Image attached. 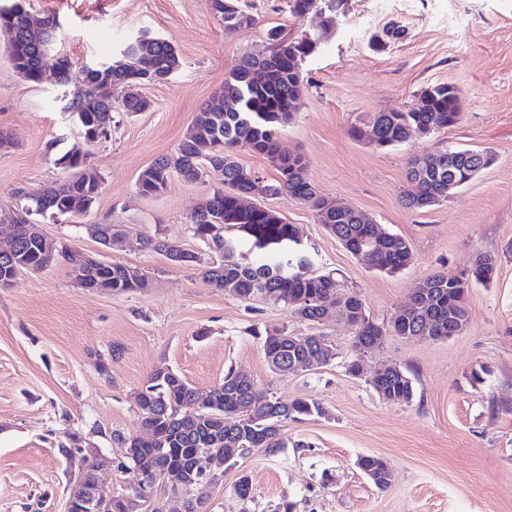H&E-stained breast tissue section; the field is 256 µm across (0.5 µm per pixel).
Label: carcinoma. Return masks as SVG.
Segmentation results:
<instances>
[{
	"label": "carcinoma",
	"mask_w": 512,
	"mask_h": 512,
	"mask_svg": "<svg viewBox=\"0 0 512 512\" xmlns=\"http://www.w3.org/2000/svg\"><path fill=\"white\" fill-rule=\"evenodd\" d=\"M330 0H286L288 13L302 19L315 11L323 27L336 25V10ZM214 15L231 33L254 25L255 18L241 0H210ZM58 20L39 18L25 6V0H10L0 6V34L13 66L33 84H39L50 66L58 81H68L70 58L53 50ZM321 39L302 35L292 37L280 28L267 32L266 45L244 56L225 77L212 101L197 112L174 152L156 159L143 169L137 180L139 193L158 196L177 176L187 182H216L212 191L194 209L190 224L193 236L209 249L222 255V262L203 267V278L223 288L243 302L258 296L269 298L310 325L319 324L325 315L324 302L342 288L332 272L314 269L315 257L302 244L295 225L277 212L258 205L242 207L238 197L253 189L251 171L244 168L236 154L242 149L263 156L274 167L277 177L264 182L269 196L284 192L295 199L312 203L318 222L343 247L367 268L386 274L405 269L413 260L408 243L368 221L358 210L338 212L327 209L325 199L317 196L307 176L309 162L301 154L282 157L280 133L293 117L297 101L305 92L304 67L320 49ZM181 68V58L173 41L160 35L149 42L132 38L111 55L100 59L85 71V85L71 94L66 109L74 118L83 145H74L56 160L69 174L62 182L36 193L19 196L25 221L46 214L74 219L86 215L95 203L104 176L91 163L86 145L108 142L112 128L107 126L115 107L128 114L147 112L152 102L142 94L147 84L169 80ZM266 72V80H252L254 71ZM121 90L120 98L115 91ZM453 90L446 84L424 89L408 108L380 112L369 129L352 127L357 139H367L379 148L395 147L416 137L428 136L458 123ZM493 162V156L471 149L444 148L435 153L412 157L407 181L418 188L404 197V205L419 210L448 200L449 186L459 190ZM249 245L259 261L250 264L237 256L240 243ZM145 247L163 254L175 253L180 262H200V258L181 246L161 238H149ZM21 257L35 268L47 260L67 258L66 248L54 242L52 257H46L45 243L38 237L19 236L0 241V278L16 275L12 258ZM501 257L479 256L472 269L453 279L446 273H434L419 281L412 301L417 307L404 318L390 323L385 330L366 313L360 294L344 293L356 323L353 335L366 343L388 333L417 336L430 325L438 336L459 334L468 323V295L473 284L490 283ZM104 286L113 292H130L149 286L146 275L129 273L126 266L110 264L96 270ZM260 340L271 370L279 375L297 371L294 364L324 345V336L311 333L304 343L295 344L285 326L252 329ZM373 390L393 403H410L415 388L412 379L399 366L391 365L370 381ZM199 394L194 386L169 367L156 369L137 391L140 431L154 436L148 444L136 437H124L127 462L118 465L127 474L126 486L112 495L109 512H126L125 498L142 491L185 492L192 512H206L207 490L216 483L201 479L192 486L182 479L189 460L197 452L222 453L228 448H262L273 455L286 447L282 423L291 419L324 414L316 401L295 399L278 401L255 383H243L230 370L224 382L208 391L206 402L194 418L181 415Z\"/></svg>",
	"instance_id": "carcinoma-1"
}]
</instances>
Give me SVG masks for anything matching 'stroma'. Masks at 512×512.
<instances>
[{
  "label": "stroma",
  "instance_id": "obj_1",
  "mask_svg": "<svg viewBox=\"0 0 512 512\" xmlns=\"http://www.w3.org/2000/svg\"><path fill=\"white\" fill-rule=\"evenodd\" d=\"M243 2L256 23L228 34L209 0H27L30 12L61 23L54 49L72 61L64 85L51 75L27 82L0 46V129L16 140L0 151V225L10 221L15 191L64 180L55 161L77 128L61 97L81 88L87 63L141 29L172 39L182 60L171 80L144 86L150 111L114 112L111 141L91 147L105 182L83 224L38 220L68 252L141 269L148 288H80L64 259L0 286V512H66L81 464L66 454L75 434L111 458L101 487L118 492L120 439L139 432L135 394L161 365L201 390L232 369L280 401L313 399L324 409L285 423L282 452L256 450L225 469L209 512H512V258L501 255L512 243V0H348L327 30L317 14L289 15L285 0ZM393 24L404 38L370 48V36ZM272 27L321 32L282 149L306 156L319 196L365 212L413 253L399 273L368 269L317 223L310 203L265 198L314 249L317 269L334 272L386 326L420 279L459 274L484 254L502 257L492 282L471 288L463 332L437 342L387 336L362 355L356 378L345 371L352 330L340 320L317 327L337 346L331 364L287 376L270 370L253 325L309 328L280 304L243 302L203 279L201 262L222 257L193 237L189 219L209 185L175 178L162 195L137 191L141 170L176 149L195 113ZM436 83L460 92L457 125L390 149L351 136L352 127L408 108ZM446 146L488 149L496 161L448 201L407 209L411 156ZM89 224L124 225L129 240L105 248L88 235ZM146 238L177 243L200 261H170L141 247ZM383 365L412 378L411 403L383 401L369 385L368 374ZM365 455L385 460L387 488L358 467ZM243 476L252 487L245 499L236 493Z\"/></svg>",
  "mask_w": 512,
  "mask_h": 512
}]
</instances>
